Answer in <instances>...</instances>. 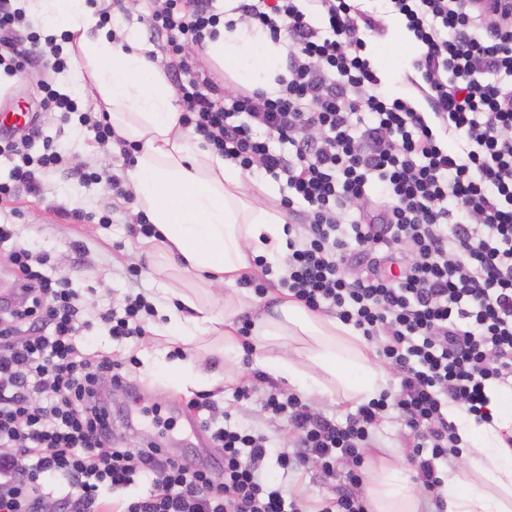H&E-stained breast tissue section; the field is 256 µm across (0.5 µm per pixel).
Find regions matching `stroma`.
<instances>
[{
    "label": "stroma",
    "instance_id": "35a3bbf8",
    "mask_svg": "<svg viewBox=\"0 0 512 512\" xmlns=\"http://www.w3.org/2000/svg\"><path fill=\"white\" fill-rule=\"evenodd\" d=\"M149 0H111L109 12L114 28L123 37L139 45L143 51L156 49L157 37L140 22ZM362 9L372 15L375 24L366 31L364 57L368 58L381 78L380 89L389 95H406L410 87L406 80L411 74L414 59L410 51L413 38L407 33L400 18L387 12L382 0H363ZM51 78L61 91L72 90L69 72L46 75L41 60H31L23 70L8 75L0 73V120L6 115L35 106L40 89L38 82ZM41 123L46 135L55 137L63 155L62 165L39 173L41 190L29 192L21 188L6 209L0 210V219L17 224L23 239L41 246L52 257L55 273L70 277L79 292V306L83 318L94 320L92 330L83 332L81 339L88 352L122 359L135 356L138 360L132 378L141 387L146 404L160 406L164 415L176 418L173 430L166 433L164 447L177 455L186 451L189 436L179 414L186 408L189 397L171 388L160 373L148 371L147 361L155 359L162 342L154 330L130 340H116L107 326L95 317L109 308L118 307L130 287L124 276L127 267L141 269L140 287L148 298L158 296L163 288H189L190 275L168 270L157 272L152 240L134 235L138 203L117 195L112 190L110 175H126L131 161L123 159L117 145H99L93 133L78 122L60 126L57 113L45 111ZM88 171L101 173L96 182H83ZM86 212L85 220L76 221L72 211ZM109 215L110 223H98L100 215ZM82 245V252H74V245ZM253 358L241 357L230 370L219 393L210 400L217 411H229L232 422L258 429L268 436L272 446L288 447L292 440L289 427L281 420H270L262 409V400L271 386L286 388V381L271 383L256 379ZM251 381L254 391L249 400L238 402L233 397L236 386ZM371 447L400 466H407L412 450L408 427L397 413L385 415L374 427Z\"/></svg>",
    "mask_w": 512,
    "mask_h": 512
}]
</instances>
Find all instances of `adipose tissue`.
<instances>
[{"label":"adipose tissue","instance_id":"obj_1","mask_svg":"<svg viewBox=\"0 0 512 512\" xmlns=\"http://www.w3.org/2000/svg\"><path fill=\"white\" fill-rule=\"evenodd\" d=\"M36 19L75 37L73 80L100 98L109 122L123 139L139 143L128 180L141 210L161 233L166 257L183 262L205 286L198 298L164 289L155 305L157 333L166 342L213 340L212 355L235 360L241 351L236 318L244 304L236 288L259 274L256 257L276 260L287 249L282 211L267 205L269 189L235 164L193 145L181 132L178 93L141 49L109 37L99 28L87 0H26ZM201 56L240 85L266 86L280 73L283 47L262 32L236 23L206 42ZM256 367L297 392L336 404H360L387 387L375 353L352 327L313 311L286 289L253 313ZM168 382L179 390L213 391L224 383L201 361L167 362ZM492 423L461 416L459 434L475 469L491 491L475 490L470 471L448 481L446 512H512V449L503 440L512 431V402L490 407ZM473 468V469H474ZM363 493L370 512H417L418 491L389 460L369 462Z\"/></svg>","mask_w":512,"mask_h":512}]
</instances>
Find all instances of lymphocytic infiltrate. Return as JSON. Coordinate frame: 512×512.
I'll use <instances>...</instances> for the list:
<instances>
[{
  "instance_id": "obj_1",
  "label": "lymphocytic infiltrate",
  "mask_w": 512,
  "mask_h": 512,
  "mask_svg": "<svg viewBox=\"0 0 512 512\" xmlns=\"http://www.w3.org/2000/svg\"><path fill=\"white\" fill-rule=\"evenodd\" d=\"M390 2L422 47L412 99L379 92L361 55L373 18L352 0L240 4L272 40L288 43L286 71L270 92H229L193 68L186 47L234 27L208 0H159L144 23L161 39L181 126L242 170L284 181L291 236L280 286L377 343L400 376L398 393L340 423L272 391L265 411L295 435L276 453L266 435L213 418L201 427L222 457L209 464L174 458L152 440L116 447L101 383L126 384L128 364L75 347L70 278L47 274L49 253L1 223L14 288L0 304V512H39L47 498L61 512H99L105 491L120 494V512H306L303 495L268 478L271 456L284 470L317 464L332 480L336 494L320 512H368L363 454L372 427L392 410L412 432L414 480L443 512L439 467L461 442L449 403L488 423L490 390L512 389V15L491 14L482 0ZM314 13L327 30L310 25ZM24 19L0 0L4 73L29 61L16 47ZM40 88L41 109L78 113L98 143L115 139L106 117L79 111L73 95L49 82ZM42 135L35 117L0 139V157L12 164L0 202L19 185L37 190L36 168L61 163ZM38 142L43 152L31 156ZM278 142L292 153L275 150ZM152 312L139 294L101 319L112 337L131 339ZM137 484L146 492L130 494Z\"/></svg>"
}]
</instances>
